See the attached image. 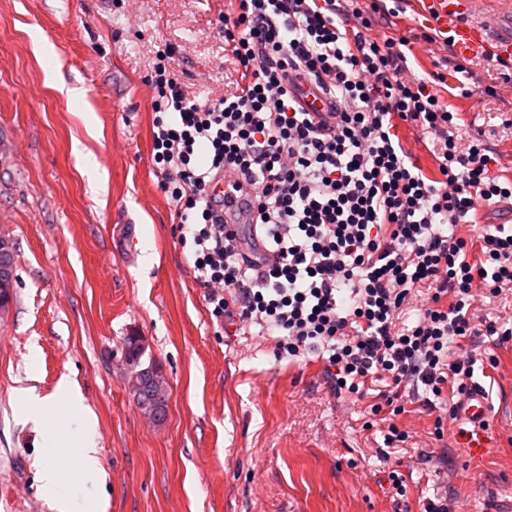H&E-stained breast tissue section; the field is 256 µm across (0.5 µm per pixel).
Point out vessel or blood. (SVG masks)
<instances>
[{"instance_id": "1", "label": "vessel or blood", "mask_w": 512, "mask_h": 512, "mask_svg": "<svg viewBox=\"0 0 512 512\" xmlns=\"http://www.w3.org/2000/svg\"><path fill=\"white\" fill-rule=\"evenodd\" d=\"M478 0H424L423 14L435 27L448 34L457 58L479 56L512 59V6L492 12L490 21L475 22L471 16ZM298 101L314 119H330L336 101L333 97L309 83H301ZM460 419L470 425L465 444L472 459L482 458L488 448L485 429L489 409L481 391L465 397L458 409Z\"/></svg>"}]
</instances>
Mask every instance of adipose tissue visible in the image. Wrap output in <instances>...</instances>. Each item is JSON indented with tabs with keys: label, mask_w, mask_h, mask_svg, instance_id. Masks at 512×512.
<instances>
[{
	"label": "adipose tissue",
	"mask_w": 512,
	"mask_h": 512,
	"mask_svg": "<svg viewBox=\"0 0 512 512\" xmlns=\"http://www.w3.org/2000/svg\"><path fill=\"white\" fill-rule=\"evenodd\" d=\"M29 400L52 423L48 433L50 443L72 442L76 465L87 477H96L100 466L95 420L83 406L76 384L69 377H62L54 395L41 398L33 394Z\"/></svg>",
	"instance_id": "obj_1"
}]
</instances>
